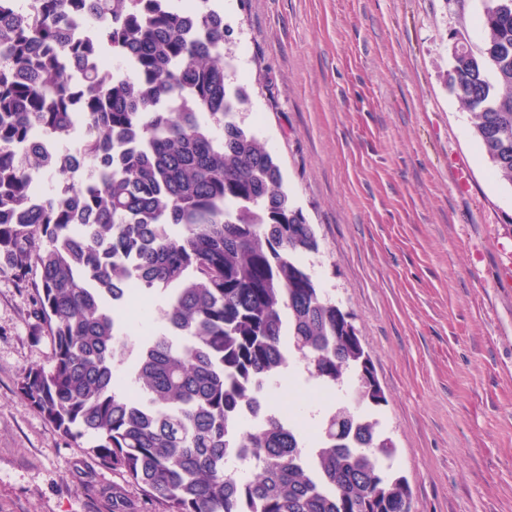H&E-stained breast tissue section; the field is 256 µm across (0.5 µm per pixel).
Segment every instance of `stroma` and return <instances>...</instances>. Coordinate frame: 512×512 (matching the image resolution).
<instances>
[{
	"mask_svg": "<svg viewBox=\"0 0 512 512\" xmlns=\"http://www.w3.org/2000/svg\"><path fill=\"white\" fill-rule=\"evenodd\" d=\"M228 79L313 224L304 263L349 314L411 512H512V186L448 90L483 0H215ZM38 274L0 272V512H162L17 384L49 366Z\"/></svg>",
	"mask_w": 512,
	"mask_h": 512,
	"instance_id": "obj_1",
	"label": "stroma"
}]
</instances>
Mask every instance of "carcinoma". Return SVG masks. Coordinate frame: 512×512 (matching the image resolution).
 I'll return each instance as SVG.
<instances>
[{
	"instance_id": "obj_1",
	"label": "carcinoma",
	"mask_w": 512,
	"mask_h": 512,
	"mask_svg": "<svg viewBox=\"0 0 512 512\" xmlns=\"http://www.w3.org/2000/svg\"><path fill=\"white\" fill-rule=\"evenodd\" d=\"M0 0V272H37L50 366L18 394L100 465L122 470L164 512H410L384 461L385 401L361 373L355 328L302 262L319 249L284 189L280 164L238 119L244 87L227 82L224 15L184 0ZM86 27L66 34L69 19ZM484 40L458 43L450 92L501 180L512 185V4L485 0ZM116 59L117 77L101 62ZM78 64L71 83L64 64ZM84 137L74 186L30 127ZM54 192L30 202L36 176ZM168 292L166 332L132 337L124 300ZM294 352L309 376L355 382L356 406L328 413L314 446L263 395ZM249 454L256 471L228 467Z\"/></svg>"
}]
</instances>
